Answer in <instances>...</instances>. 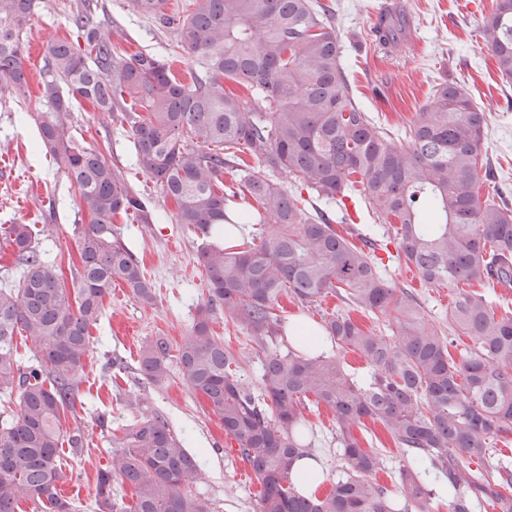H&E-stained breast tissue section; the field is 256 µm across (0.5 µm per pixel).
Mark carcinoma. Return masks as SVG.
<instances>
[{
  "label": "carcinoma",
  "mask_w": 512,
  "mask_h": 512,
  "mask_svg": "<svg viewBox=\"0 0 512 512\" xmlns=\"http://www.w3.org/2000/svg\"><path fill=\"white\" fill-rule=\"evenodd\" d=\"M164 0H131L134 11L166 19ZM35 0H0V86L25 96L23 32ZM73 22L84 44L47 45L38 102L51 109L40 147L75 186L88 224L81 228L77 275L67 289L28 224L3 231L21 266L0 286V512H74L59 489L63 424L77 414L78 383L91 351L90 327L112 284L143 305L156 293L135 255L112 233L114 218L157 221L150 202L101 151L70 133L72 102L118 114L136 160L175 204L171 218L202 239L198 263L205 292L189 336L177 347L183 382L201 394L224 434L238 445L259 485L258 512H475L487 503L512 512V462L474 470L494 444L512 436V308H495L482 289L512 287V207L482 197L492 177L482 144L486 112L467 89L443 81L403 135L364 112L343 63L335 13L318 0H191L175 27L178 46L202 70L189 84L151 53L112 51V28L97 0H79ZM400 49L406 18L376 27ZM481 38L502 79L512 82V0H493ZM239 86L235 92L226 82ZM258 169L245 168L244 158ZM241 173L255 206L230 211L224 174ZM276 173L297 188L291 194ZM324 206L307 209L302 191ZM360 195L396 244L398 258L431 287L457 293L448 328L473 345L452 356L455 338L427 319L418 297L381 273L379 239L338 233L330 208ZM251 224L243 242L224 246V225ZM284 296L316 309L326 340L365 359L349 374L337 355L297 337L278 348ZM344 305L322 307L328 298ZM394 322L386 336L351 312ZM247 335L262 353L260 393L240 375L244 353L217 336L218 319ZM31 342L25 362L18 339ZM170 345L158 336L139 349L138 371L153 385L169 375ZM314 400L336 417L345 476L304 495L294 461L310 451L304 410ZM370 420L398 447V479H377L383 460L354 430ZM117 447L97 477V512H214L193 490L203 473L165 417L144 411L113 435ZM131 489V504L112 502V478Z\"/></svg>",
  "instance_id": "carcinoma-1"
}]
</instances>
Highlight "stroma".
Masks as SVG:
<instances>
[{
  "instance_id": "stroma-1",
  "label": "stroma",
  "mask_w": 512,
  "mask_h": 512,
  "mask_svg": "<svg viewBox=\"0 0 512 512\" xmlns=\"http://www.w3.org/2000/svg\"><path fill=\"white\" fill-rule=\"evenodd\" d=\"M23 37L25 96L0 89V229L12 224L31 225L41 248L49 251L64 286L76 275L82 213L78 193L70 180L53 166L39 146V124L46 109H34L40 95L39 70L48 43L56 38L77 39L72 12L76 0H38ZM413 19L405 47L390 51L368 36L377 0H335L343 59L352 89L373 119L400 135L434 84L448 80L464 85L473 101L488 114L486 153L499 187L508 189L512 206V84L505 82L480 37L478 25L491 9V0H394ZM101 18L112 24L115 53L129 56L141 51L164 55L172 74L190 82L198 71L176 42L173 27L133 11L130 0H98ZM73 132L86 147L99 149L119 165L128 183L160 211L171 203L137 163L127 126L108 112L86 103L72 107ZM114 235L140 260L156 288L154 305L138 302L124 285L113 286L103 314L93 325L92 350L79 381L85 408L63 426L65 435H81L83 448L62 445V494L76 512H94L97 472L111 457L109 436L131 423L132 400L165 415L170 428L187 448L203 453L205 465L199 491L209 496L216 512H257L256 481L251 469L231 449L224 428L211 415L202 396L181 379L177 363L160 386L142 380L137 361L141 345L155 336L178 346L191 330L205 277L197 262L201 244L193 229L171 221L141 224L134 217L118 216ZM382 265L400 287L420 299L427 317L438 320L448 313L455 291L425 285L416 271L381 252ZM121 357L122 371L107 364ZM308 420L315 436L312 451L328 481L342 475L340 447L333 413L310 405Z\"/></svg>"
}]
</instances>
